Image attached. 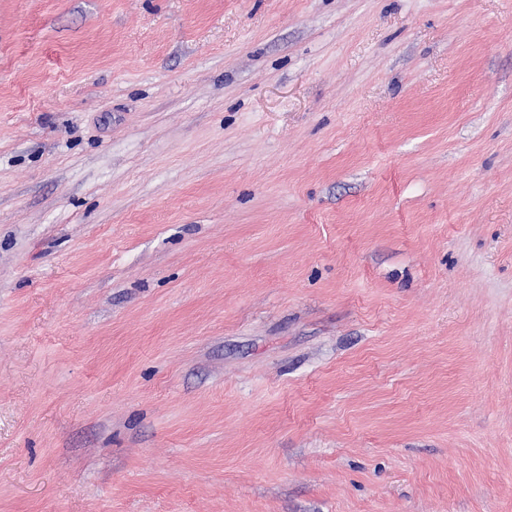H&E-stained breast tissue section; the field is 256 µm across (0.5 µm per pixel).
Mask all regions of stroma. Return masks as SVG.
Segmentation results:
<instances>
[{"instance_id":"stroma-1","label":"stroma","mask_w":512,"mask_h":512,"mask_svg":"<svg viewBox=\"0 0 512 512\" xmlns=\"http://www.w3.org/2000/svg\"><path fill=\"white\" fill-rule=\"evenodd\" d=\"M0 512H512V0H0Z\"/></svg>"}]
</instances>
